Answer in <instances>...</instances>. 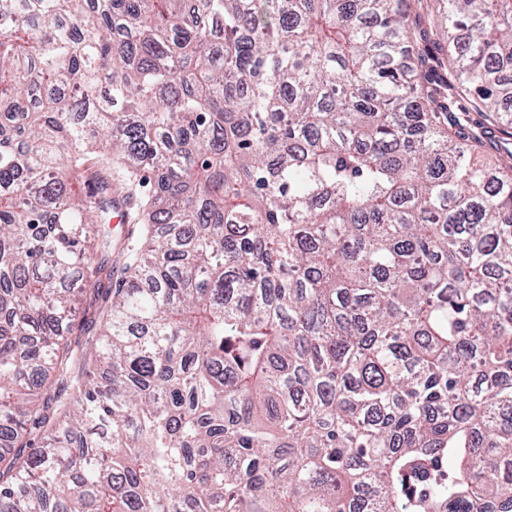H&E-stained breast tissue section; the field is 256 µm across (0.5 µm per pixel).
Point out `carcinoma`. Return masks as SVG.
<instances>
[{
    "instance_id": "obj_1",
    "label": "carcinoma",
    "mask_w": 512,
    "mask_h": 512,
    "mask_svg": "<svg viewBox=\"0 0 512 512\" xmlns=\"http://www.w3.org/2000/svg\"><path fill=\"white\" fill-rule=\"evenodd\" d=\"M437 2L0 0V512H512V0Z\"/></svg>"
}]
</instances>
